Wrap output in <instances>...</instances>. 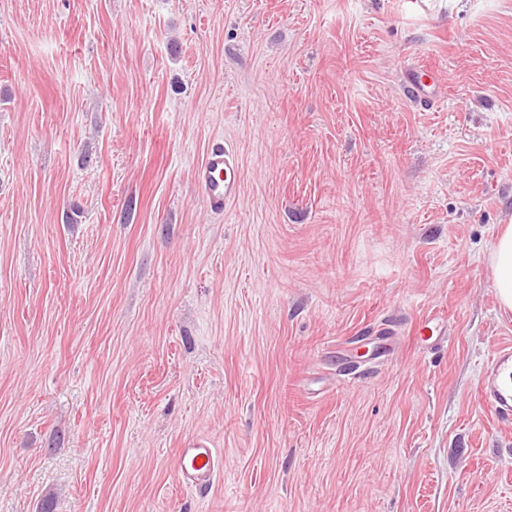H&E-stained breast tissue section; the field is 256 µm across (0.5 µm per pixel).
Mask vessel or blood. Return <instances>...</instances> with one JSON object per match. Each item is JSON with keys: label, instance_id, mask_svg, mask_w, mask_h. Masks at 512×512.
I'll use <instances>...</instances> for the list:
<instances>
[{"label": "vessel or blood", "instance_id": "1", "mask_svg": "<svg viewBox=\"0 0 512 512\" xmlns=\"http://www.w3.org/2000/svg\"><path fill=\"white\" fill-rule=\"evenodd\" d=\"M407 84L411 95L427 105L444 92L443 83L431 73L408 70ZM194 181L210 211L223 212L225 202L236 196L241 182V171L229 148L214 144L196 168ZM477 393L480 403L495 416L505 421L512 419V346L501 347L486 362ZM179 474L189 488L212 484L216 475L215 449L201 442L181 449Z\"/></svg>", "mask_w": 512, "mask_h": 512}]
</instances>
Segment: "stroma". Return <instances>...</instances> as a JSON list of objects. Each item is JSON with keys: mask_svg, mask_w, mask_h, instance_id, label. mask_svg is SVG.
Instances as JSON below:
<instances>
[{"mask_svg": "<svg viewBox=\"0 0 512 512\" xmlns=\"http://www.w3.org/2000/svg\"><path fill=\"white\" fill-rule=\"evenodd\" d=\"M509 222L512 0H0V512H512ZM407 84L413 97L424 106H428L444 92V84L433 73H418L412 67L407 68ZM194 181L210 211L223 213L225 202L236 196L241 182V171L229 148L214 144L194 171ZM488 263L500 307L512 311V224H506L490 252ZM478 398L498 418L512 419V346L501 347L485 364ZM216 451L207 444L195 442L181 448L179 474L189 488H203L216 476Z\"/></svg>", "mask_w": 512, "mask_h": 512, "instance_id": "35a3bbf8", "label": "stroma"}]
</instances>
